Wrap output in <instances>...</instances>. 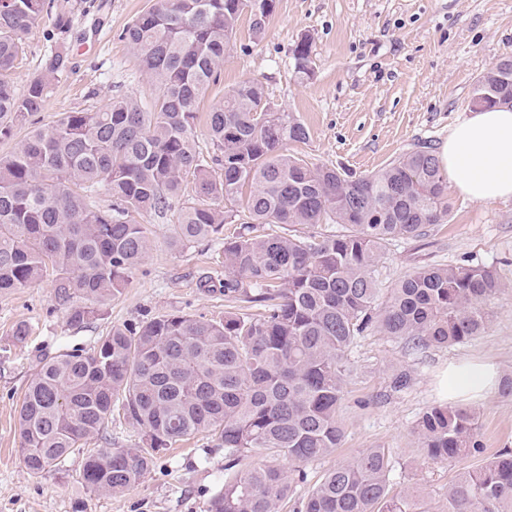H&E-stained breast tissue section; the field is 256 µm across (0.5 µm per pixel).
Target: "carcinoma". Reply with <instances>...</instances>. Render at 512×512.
I'll return each mask as SVG.
<instances>
[{
	"instance_id": "cac0c4a2",
	"label": "carcinoma",
	"mask_w": 512,
	"mask_h": 512,
	"mask_svg": "<svg viewBox=\"0 0 512 512\" xmlns=\"http://www.w3.org/2000/svg\"><path fill=\"white\" fill-rule=\"evenodd\" d=\"M45 6L0 0V140L44 110L50 80L65 66L54 56L21 95L7 79ZM274 10L275 0H155L123 33L152 79L150 105L117 96L97 111L66 112L0 155L1 293L49 274L55 306L80 327L143 264L150 241L137 217L174 211L169 245H219L224 300L247 309L151 316L132 330L112 328L89 350L40 358L19 407L29 473L101 437L107 447L83 453V479L121 493L157 451L203 433L224 449L227 470L206 512H281L304 467L341 447L346 352L357 337L374 327L422 349L485 330L487 302L501 289L490 267H422L378 304L386 243L424 236L448 215V174L431 152L358 177L311 166L286 153L307 129L257 79L224 93L199 145L201 97L218 80L241 16L259 35ZM310 56L309 42H298L297 72H310ZM471 103L512 107V77L492 67ZM102 188L112 198L106 206L97 201ZM270 224L286 230L270 233ZM114 408L138 432L131 448L114 447L108 433ZM417 436L436 463L482 452L476 412L450 403L427 409ZM258 451L288 466H242ZM391 470L383 448L338 461L302 512H428L412 492L390 494ZM444 512H512V451L460 472Z\"/></svg>"
}]
</instances>
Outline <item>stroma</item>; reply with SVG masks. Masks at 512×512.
Listing matches in <instances>:
<instances>
[{"label":"stroma","mask_w":512,"mask_h":512,"mask_svg":"<svg viewBox=\"0 0 512 512\" xmlns=\"http://www.w3.org/2000/svg\"><path fill=\"white\" fill-rule=\"evenodd\" d=\"M154 0H52L25 37V54L10 80L24 91L45 73L53 55L66 68L51 81L43 112L48 124L61 113L103 108L112 96L148 99L150 81L121 34ZM70 19L59 33L57 14ZM242 15L217 84L201 112L224 101L225 90L256 78L282 109L308 130L293 145L308 163L342 167L356 175L377 172L422 145L439 150L452 127L472 112L477 79L512 57V0H275L262 36ZM308 39L312 69L296 73L293 49ZM449 213L426 236L397 238L378 263L382 287L393 288L413 270L433 265H485L502 284L488 303L489 322L479 336L448 347L411 349L403 339L376 331L357 337L348 351L352 372L344 387L342 445L309 464L283 512H297L337 461L367 448L388 449L393 494H420L430 512H441L449 485L487 455L512 449V199L475 202L448 193ZM151 249L122 292L101 304L100 316L77 328L52 300V278L0 293V512H205L224 483V452L203 435L159 454L141 481L120 494L94 492L82 479V452L33 476L19 446L18 410L42 355L89 349L112 327L134 328L143 318L176 311L218 314L233 310L223 293L203 288L218 271L216 248L202 242L173 251L166 220L147 216ZM24 324L29 334L16 342ZM495 363L500 383L475 402L481 453L447 464L427 459L415 426L431 406L446 402L449 366ZM407 373L402 390L392 382Z\"/></svg>","instance_id":"obj_1"}]
</instances>
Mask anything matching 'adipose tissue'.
<instances>
[{
  "instance_id": "obj_1",
  "label": "adipose tissue",
  "mask_w": 512,
  "mask_h": 512,
  "mask_svg": "<svg viewBox=\"0 0 512 512\" xmlns=\"http://www.w3.org/2000/svg\"><path fill=\"white\" fill-rule=\"evenodd\" d=\"M453 188L467 199L490 202L512 198V110L480 109L457 123L438 153ZM499 382L491 361L448 368L450 401L484 399Z\"/></svg>"
}]
</instances>
